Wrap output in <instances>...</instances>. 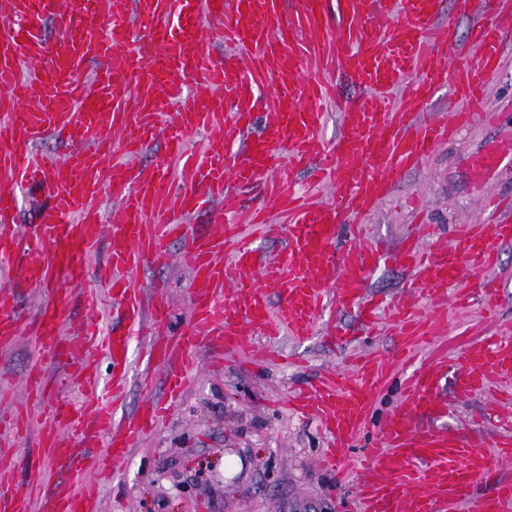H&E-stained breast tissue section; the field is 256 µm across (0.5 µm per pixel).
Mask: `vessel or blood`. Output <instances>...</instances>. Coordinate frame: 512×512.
<instances>
[{
    "label": "vessel or blood",
    "mask_w": 512,
    "mask_h": 512,
    "mask_svg": "<svg viewBox=\"0 0 512 512\" xmlns=\"http://www.w3.org/2000/svg\"><path fill=\"white\" fill-rule=\"evenodd\" d=\"M444 0H0V177L46 192L49 205L34 223L15 222L12 190H0V283L45 292L34 319L17 314L14 299L0 298V347L34 337L54 367L79 374L90 397L78 409L52 399L39 434L43 453L74 474L109 477L136 440L154 429L184 394L197 367L196 352L219 361L239 350L243 327L263 335L309 337L332 306L356 313L365 336L378 335L382 301L370 296L367 274L384 257L379 244L354 234L337 246L341 226L359 223L406 172L473 121L492 125L481 111L489 77L512 37V5L487 11L489 0H468L475 18L468 41L472 58L450 63L456 30L439 22ZM51 18L60 36L47 40L41 22ZM140 35L131 38V26ZM232 49L236 66L214 55L218 43ZM100 66L86 81L75 75L91 60ZM361 88L347 101L331 145L319 138L326 106L335 99L332 75ZM199 88L185 90L188 78ZM451 85L457 112L426 122L412 110L434 90ZM264 100L270 116L253 133V107ZM176 103L164 120L161 101ZM211 128L200 152L188 138ZM52 138L63 155L31 147ZM164 151L149 165L138 157L155 141ZM240 146L241 159L228 151ZM126 158L118 175L123 193L113 217L97 201L114 175L106 160ZM310 173L335 186L328 201L299 195L295 180ZM262 183L264 205L241 204L238 189ZM219 202L215 231L188 236L190 215ZM245 224L260 225L282 248L265 261L239 240ZM108 243L112 299L128 329L99 334L98 296L83 293L84 317L72 313L75 289L91 277L88 259L99 240ZM182 242L180 263L191 275V325L173 334L165 300L144 306L133 278L147 261L168 263ZM512 242V224H470L448 240L421 225L394 261L417 270L410 288L432 306L420 316L392 309L399 354L447 333L439 303L461 306L480 299L498 306L499 247ZM232 250L233 273L222 254ZM476 274L471 288L458 287L464 270ZM150 321L156 334L143 357L145 368L163 365L165 396L146 401L135 419L115 425L116 409L102 395L98 356H105L113 384L128 382L132 329ZM478 342L455 339L456 355L423 360L404 377L398 408L380 424L373 447L360 462L357 497L362 512H456L479 486L493 460L512 459V335L475 328ZM388 357H354L349 371L324 373L294 403L318 418L331 438L323 463L345 460L368 428L375 396L391 379ZM454 369L453 394L466 400L491 396L508 419L483 440H462L437 427L438 385ZM104 450H96L99 435ZM476 512H512V481L475 504ZM0 512H101L93 484L76 489L40 487L35 496L0 486Z\"/></svg>",
    "instance_id": "vessel-or-blood-1"
}]
</instances>
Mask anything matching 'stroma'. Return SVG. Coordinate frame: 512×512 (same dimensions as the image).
<instances>
[{
    "instance_id": "obj_1",
    "label": "stroma",
    "mask_w": 512,
    "mask_h": 512,
    "mask_svg": "<svg viewBox=\"0 0 512 512\" xmlns=\"http://www.w3.org/2000/svg\"><path fill=\"white\" fill-rule=\"evenodd\" d=\"M484 109L496 112V125L463 128L455 141L437 147L407 172L394 197L365 219L370 234L385 245L398 244L413 228V215L400 202L405 194L421 200L428 219L453 232L458 225L482 222L487 196H512V43L503 49L501 68L492 77ZM147 300L164 297L180 328L190 325L188 272L170 263H147L135 273ZM358 337L352 313L327 309L309 338L280 337L267 343L245 326L241 351L225 356L223 366H200L166 420L140 439L121 469L101 489L103 512H354V473L339 476L318 460L325 436L315 421L288 405L295 390L320 371L345 369L342 352L326 337L330 326ZM151 335L133 339L131 380L116 418L129 421L150 398L164 396L159 374L141 375L140 359ZM41 354L33 338L0 348V388L13 392L7 409L28 410L33 418L23 437L0 436V478L25 488L34 476L79 486L81 477L59 471L38 450L46 417L32 396L26 375ZM453 374L440 382L448 404L438 426L471 436L495 425L485 399L452 395Z\"/></svg>"
}]
</instances>
